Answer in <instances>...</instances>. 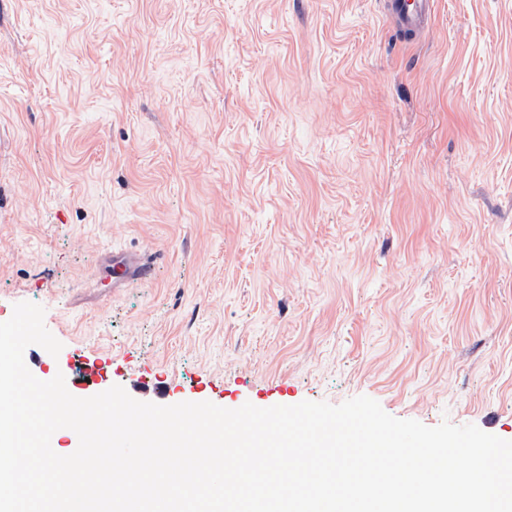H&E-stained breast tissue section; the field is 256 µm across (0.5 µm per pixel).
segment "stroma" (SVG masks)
I'll return each mask as SVG.
<instances>
[{
    "label": "stroma",
    "instance_id": "1",
    "mask_svg": "<svg viewBox=\"0 0 512 512\" xmlns=\"http://www.w3.org/2000/svg\"><path fill=\"white\" fill-rule=\"evenodd\" d=\"M119 247L150 277L104 287ZM38 379L366 395L512 441V0H0V322ZM384 11L405 36L416 38L432 20L434 0H387Z\"/></svg>",
    "mask_w": 512,
    "mask_h": 512
}]
</instances>
